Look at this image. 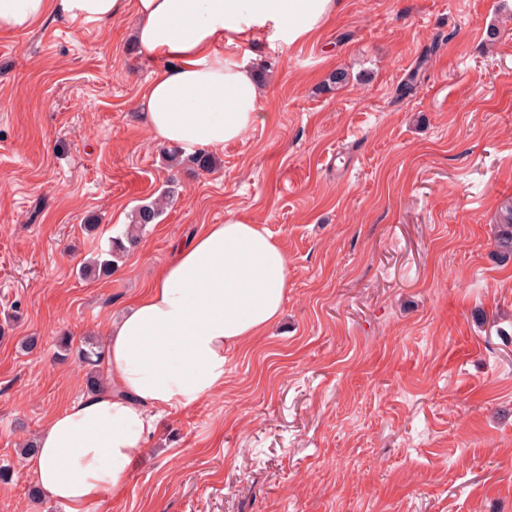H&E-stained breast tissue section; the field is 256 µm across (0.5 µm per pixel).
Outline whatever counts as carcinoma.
Segmentation results:
<instances>
[{
	"mask_svg": "<svg viewBox=\"0 0 512 512\" xmlns=\"http://www.w3.org/2000/svg\"><path fill=\"white\" fill-rule=\"evenodd\" d=\"M166 157L179 165L184 162L189 163L197 170L210 173L217 167V159L208 152H201L187 159H182L181 152L173 147L165 151ZM178 194V187L175 183H170L161 194L152 202L139 206L132 214L131 225H129L124 237L112 239L111 246L106 252V258L99 259L90 265H85L81 269V275L85 278L91 276L109 275L115 269V259L119 255L129 253L134 250L139 243V233L150 224L157 223L162 215L164 206L168 204ZM495 245L503 253L512 255V204L505 206L502 214V224L498 225V232L495 235ZM80 361L91 368L86 375L87 390L93 392L100 384V379L95 372L99 367L104 351L100 348L90 345L86 348L78 349Z\"/></svg>",
	"mask_w": 512,
	"mask_h": 512,
	"instance_id": "cac0c4a2",
	"label": "carcinoma"
}]
</instances>
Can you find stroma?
<instances>
[{
    "label": "stroma",
    "mask_w": 512,
    "mask_h": 512,
    "mask_svg": "<svg viewBox=\"0 0 512 512\" xmlns=\"http://www.w3.org/2000/svg\"><path fill=\"white\" fill-rule=\"evenodd\" d=\"M135 22L0 30V512H65L21 454L87 393L61 337L106 347L173 245L230 214L287 251L282 317L92 512H512V0H342L314 41L261 45L271 121L212 173L149 135ZM172 179L135 250L84 279ZM502 223L498 224L495 245L503 253L512 255V204L505 205Z\"/></svg>",
    "instance_id": "stroma-1"
}]
</instances>
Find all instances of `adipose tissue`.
Segmentation results:
<instances>
[{"label":"adipose tissue","instance_id":"ef3b65f1","mask_svg":"<svg viewBox=\"0 0 512 512\" xmlns=\"http://www.w3.org/2000/svg\"><path fill=\"white\" fill-rule=\"evenodd\" d=\"M341 0H0V29L47 15L107 22L136 14L143 52L162 65L136 107L152 139L184 155L223 149L270 115L261 106L259 39L313 40ZM288 255L261 225L226 217L181 244L149 289L107 328L102 388L57 413L25 458L44 501L91 512L127 478L164 412L224 387L225 353L282 313Z\"/></svg>","mask_w":512,"mask_h":512}]
</instances>
